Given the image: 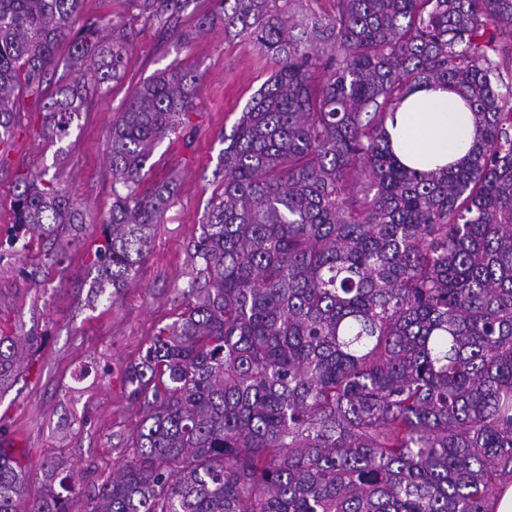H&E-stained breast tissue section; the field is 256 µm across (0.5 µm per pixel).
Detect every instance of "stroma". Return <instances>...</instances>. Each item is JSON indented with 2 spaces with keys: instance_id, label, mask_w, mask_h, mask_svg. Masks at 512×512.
Wrapping results in <instances>:
<instances>
[{
  "instance_id": "35a3bbf8",
  "label": "stroma",
  "mask_w": 512,
  "mask_h": 512,
  "mask_svg": "<svg viewBox=\"0 0 512 512\" xmlns=\"http://www.w3.org/2000/svg\"><path fill=\"white\" fill-rule=\"evenodd\" d=\"M217 11L216 0H193L172 30L137 20L122 78L87 98L63 140L48 138L41 112L20 97L15 149L0 156V331L38 340L29 374L0 392V437L25 454L28 496L43 488L47 461L60 463L76 488L71 512H84L88 495L125 458L138 416L124 371L172 320L176 289L189 278L192 244L216 192L224 137L275 68L249 41L225 35L221 23L199 30V18ZM173 66L202 77L189 124L153 154L150 179L174 178L178 195L121 295L92 298L89 254L112 209L106 135L134 89ZM20 174L59 175L83 213L78 247L56 255L40 243L10 245Z\"/></svg>"
}]
</instances>
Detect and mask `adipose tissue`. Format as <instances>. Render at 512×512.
Returning a JSON list of instances; mask_svg holds the SVG:
<instances>
[{"instance_id":"obj_1","label":"adipose tissue","mask_w":512,"mask_h":512,"mask_svg":"<svg viewBox=\"0 0 512 512\" xmlns=\"http://www.w3.org/2000/svg\"><path fill=\"white\" fill-rule=\"evenodd\" d=\"M393 153L404 166L435 170L464 161L476 146V127L466 100L446 85H423L387 124Z\"/></svg>"}]
</instances>
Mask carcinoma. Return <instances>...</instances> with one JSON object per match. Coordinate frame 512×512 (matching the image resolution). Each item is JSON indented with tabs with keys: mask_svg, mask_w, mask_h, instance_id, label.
Masks as SVG:
<instances>
[{
	"mask_svg": "<svg viewBox=\"0 0 512 512\" xmlns=\"http://www.w3.org/2000/svg\"><path fill=\"white\" fill-rule=\"evenodd\" d=\"M81 2L0 0V142L22 95L64 138L120 77L135 20L165 27L191 0H121L108 35L72 30ZM334 2L293 23L279 0H219L224 33L275 69L224 136L187 303L125 371L138 420L85 512H495L512 482V0ZM66 39L77 76L47 96ZM429 82L474 113L479 147L453 170L407 168L388 143ZM200 85L160 72L108 131L97 297L164 222L177 183L149 182V160ZM16 182L11 241L83 223L57 176ZM32 347L0 334V390ZM58 469L28 503L22 455L0 448V512H70Z\"/></svg>",
	"mask_w": 512,
	"mask_h": 512,
	"instance_id": "carcinoma-1",
	"label": "carcinoma"
}]
</instances>
